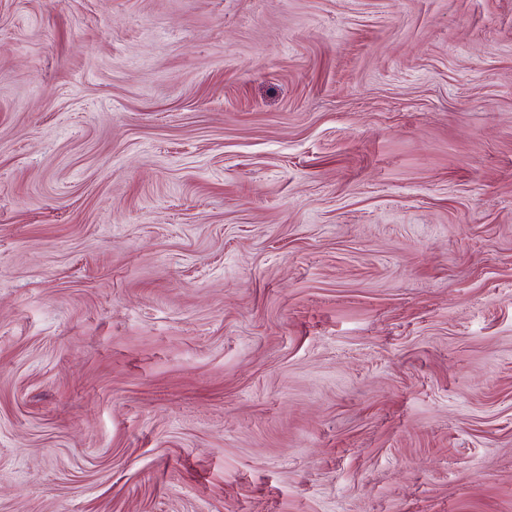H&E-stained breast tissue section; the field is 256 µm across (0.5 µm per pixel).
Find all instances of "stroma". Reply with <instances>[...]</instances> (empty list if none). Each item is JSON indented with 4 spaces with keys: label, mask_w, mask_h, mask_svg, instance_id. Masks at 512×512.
<instances>
[{
    "label": "stroma",
    "mask_w": 512,
    "mask_h": 512,
    "mask_svg": "<svg viewBox=\"0 0 512 512\" xmlns=\"http://www.w3.org/2000/svg\"><path fill=\"white\" fill-rule=\"evenodd\" d=\"M0 512H512V0H0Z\"/></svg>",
    "instance_id": "1"
}]
</instances>
